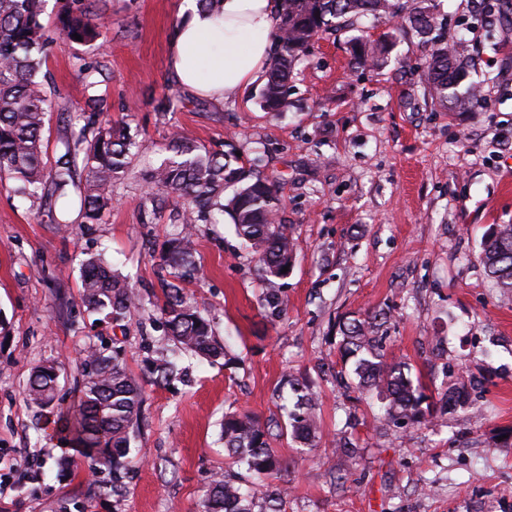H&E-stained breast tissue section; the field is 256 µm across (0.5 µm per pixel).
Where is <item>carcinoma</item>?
Wrapping results in <instances>:
<instances>
[{
    "instance_id": "1",
    "label": "carcinoma",
    "mask_w": 512,
    "mask_h": 512,
    "mask_svg": "<svg viewBox=\"0 0 512 512\" xmlns=\"http://www.w3.org/2000/svg\"><path fill=\"white\" fill-rule=\"evenodd\" d=\"M96 0H61L60 26L49 33L40 21L42 0H0V178L17 183V190L32 202L49 192L63 195L68 187L79 190L80 222L100 218L112 205V182L125 173L133 143L121 131L100 119L104 100L95 95L91 80L95 66L79 67L84 82V106L73 109L77 129L63 138L64 153L47 165L43 131L50 104L45 80L40 78L47 48L52 44H74L79 35L84 46L104 43ZM273 48L260 94L261 110L276 116L288 95V80L298 62L309 52L319 34L352 27L360 19L400 17L419 34L435 27L426 0H279ZM385 52L379 44L356 42L354 59L376 64ZM468 65L458 50L441 42L432 50L423 83L435 100L453 112H470L481 94V84L466 83ZM220 152L173 133L168 145L172 157L149 171L150 198L161 205L170 197L182 200L183 228L166 240L159 254L160 265L173 271L166 281L158 308L167 329L166 343L156 350L151 363L154 382H167L183 373L178 354L187 353L216 361L226 356L210 319L186 300L183 282L199 274L196 240L189 225L201 217L220 223L228 215L235 235L251 249L261 271L262 306L270 321L288 313V297L281 280L286 266L294 267L295 242L288 225L277 220L274 203L277 181L264 175L260 154L244 160L236 155L231 140ZM85 172L76 183L78 171ZM235 187L224 199V190ZM485 270L502 289L512 295V224H496L481 242ZM138 295L128 279L112 269L101 255H89L81 263L79 302L85 310L100 313L119 323L131 317ZM378 314L353 318L343 325L340 346L341 377L353 375L344 388L373 394L380 402V418L390 425L424 424L439 412L470 407L466 387L438 392L428 397L414 384L402 361L388 358ZM81 387L76 406L58 413L56 434L66 447L79 455L57 461L62 473L78 467V459L89 466H109L114 477L125 469L131 433L145 400L143 383L126 368L116 350L108 354L94 346L86 349L80 363ZM58 374L53 363L36 367L27 381V397L37 409L55 406ZM315 394L308 391L288 413V425L280 428L296 441H316ZM224 449L236 465L262 482L282 468L283 461L272 446L276 434L269 423L249 412L224 416ZM259 490L245 486L237 476L217 474L203 500V512H265L258 508Z\"/></svg>"
}]
</instances>
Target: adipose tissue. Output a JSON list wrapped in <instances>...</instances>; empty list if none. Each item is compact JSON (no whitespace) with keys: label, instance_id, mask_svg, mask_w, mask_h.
<instances>
[{"label":"adipose tissue","instance_id":"obj_1","mask_svg":"<svg viewBox=\"0 0 512 512\" xmlns=\"http://www.w3.org/2000/svg\"><path fill=\"white\" fill-rule=\"evenodd\" d=\"M189 9L170 43V71L192 94L220 100L245 91L269 58L275 0H224L217 13L194 2Z\"/></svg>","mask_w":512,"mask_h":512}]
</instances>
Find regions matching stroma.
<instances>
[{"mask_svg":"<svg viewBox=\"0 0 512 512\" xmlns=\"http://www.w3.org/2000/svg\"><path fill=\"white\" fill-rule=\"evenodd\" d=\"M182 5L99 0L103 50L47 52L48 160L61 152L67 107L84 100L83 60L98 65L106 119L136 143L111 209L64 234L57 221L76 215L75 194L39 205L0 182V512H201L211 479L227 467L225 412L285 424L277 393L291 374L318 396L322 438L309 451L288 436L274 440L284 469L271 484L286 489L276 512H512V300H501L480 260L492 225L512 224V188L503 185L512 177V0H494L488 14L475 0H432L438 36L457 44L483 81L474 111H445L425 92L429 38L366 18L364 36L391 44L384 61L354 64L351 31L323 34L295 67L277 118L260 110L255 84L219 102L181 90L167 58ZM168 87L179 102L156 111ZM175 131L206 145L235 136L244 155L264 150L297 256L285 281L288 316L269 321L253 255L230 224L197 221L201 272L186 294L227 360L186 357L184 379L156 384L148 366L166 334L156 303L168 276L158 255L180 230L182 209L155 210L141 173L167 158ZM90 253L139 294L122 325L76 304ZM374 311L390 315L388 356L427 391L482 379L472 394L480 416L457 411L396 429L381 423L378 401L350 399L334 377L342 328ZM91 345L121 347L146 384L118 500L110 468L58 475L55 416L26 400L32 368L47 361L60 364L59 401L76 400ZM340 434L358 450L343 481L330 470L341 460Z\"/></svg>","mask_w":512,"mask_h":512,"instance_id":"35a3bbf8","label":"stroma"}]
</instances>
